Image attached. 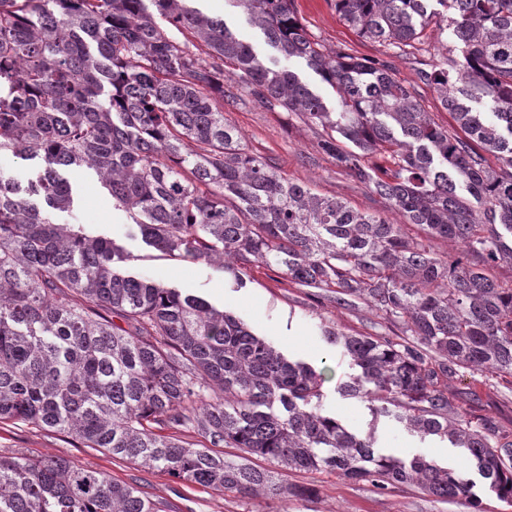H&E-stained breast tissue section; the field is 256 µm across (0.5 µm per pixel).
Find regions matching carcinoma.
I'll use <instances>...</instances> for the list:
<instances>
[{
  "label": "carcinoma",
  "instance_id": "carcinoma-1",
  "mask_svg": "<svg viewBox=\"0 0 512 512\" xmlns=\"http://www.w3.org/2000/svg\"><path fill=\"white\" fill-rule=\"evenodd\" d=\"M197 2L0 0V153L43 162L25 190L0 178V423L63 433L217 494L303 497L312 489L283 476L330 470L473 496L462 472L388 455L372 433L349 431L323 407V372L200 297L119 272L125 256L112 239L57 223L55 213L74 207L60 171L78 167L168 260L217 266L240 285L253 266H274L340 306L358 298L382 314L400 340L325 329L359 368L339 390L463 449L467 467L511 504L512 432L468 417L448 379L465 369L512 385V282L493 273L512 264V0H335L357 34L399 49L433 22L453 27L462 56L426 78L457 132L385 62L310 39L294 0L228 2L285 61H305L330 85L338 112L287 67L265 66ZM226 81L319 129V151L424 237L254 153L224 116V101H236ZM484 98L491 118L465 104ZM363 154L385 165L366 166ZM436 238L464 249L439 255ZM226 448L239 454L227 458ZM0 512L164 510L104 471L0 454Z\"/></svg>",
  "mask_w": 512,
  "mask_h": 512
}]
</instances>
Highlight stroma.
<instances>
[{
  "instance_id": "stroma-1",
  "label": "stroma",
  "mask_w": 512,
  "mask_h": 512,
  "mask_svg": "<svg viewBox=\"0 0 512 512\" xmlns=\"http://www.w3.org/2000/svg\"><path fill=\"white\" fill-rule=\"evenodd\" d=\"M202 7L209 15L223 18L267 66H289L311 90L323 97L328 107H336L338 96L331 86L322 82L304 61H283L267 44L261 31L251 27L228 0H203ZM294 9L305 31L325 49L341 46L356 57L385 61L391 74L410 89L437 123L454 127L455 122L443 106L434 84L420 77L421 70L431 69L442 61L448 48L458 47L452 29L428 27L421 44L402 51L382 42L359 38L339 18L334 0H294ZM228 117L249 147L274 160L289 178L308 182L319 194L343 199L360 211L387 214L392 221L401 222V215L389 213L385 202L368 186L319 155L316 130L295 116L284 111H266L243 94L236 105L229 107ZM65 176L76 193V202L73 213L60 214L59 223L82 224L94 233L112 238L126 254L120 265L123 272L143 275L201 297L241 319L254 334L266 337L285 355L322 371L324 408L348 427L363 434L374 433L377 446L384 451L402 458L420 455L443 467L464 469L460 450L448 442L412 435L394 418L374 416L367 402L339 393V383L356 374L357 369L326 340L324 327L391 339L397 334L395 327L365 303L337 305L322 291L296 287L277 269L263 265L254 268L241 287L217 267L157 258L155 250L145 244L127 213L115 205L108 190L94 175L83 169H69ZM449 385L471 418L489 417L512 430V390L464 369L450 378ZM38 453L61 456L76 465L105 471L114 480L138 485L152 499L161 501L165 512H512V504L486 493L482 494L483 505L477 511L461 497L441 499L407 487L380 489L369 481L343 480L326 471L288 477V484L312 487L313 493L307 498H244L229 492L217 494L196 485L175 482L168 475L142 469L94 449L76 446L61 434L21 423L0 424V454Z\"/></svg>"
}]
</instances>
